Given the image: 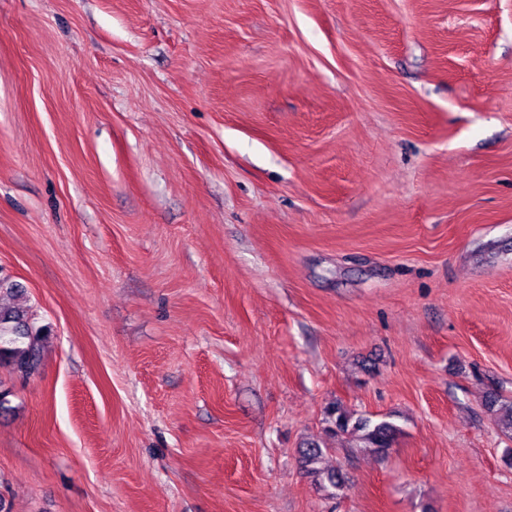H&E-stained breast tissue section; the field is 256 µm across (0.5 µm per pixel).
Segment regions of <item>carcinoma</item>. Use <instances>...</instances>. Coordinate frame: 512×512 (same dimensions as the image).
<instances>
[{
	"mask_svg": "<svg viewBox=\"0 0 512 512\" xmlns=\"http://www.w3.org/2000/svg\"><path fill=\"white\" fill-rule=\"evenodd\" d=\"M44 340L43 329L30 323L27 312L0 305V366L10 367L13 373L22 378L36 374L41 364ZM486 407L505 426L512 428V402H503L498 395L490 394L486 398ZM327 422L335 435H349L357 441L358 448L378 455L387 454L401 433V429L389 421L375 422L369 417L347 411L338 403L328 409ZM322 454L323 449L319 444L307 445L303 450L306 471L331 488H341L342 482L337 472H325L318 467Z\"/></svg>",
	"mask_w": 512,
	"mask_h": 512,
	"instance_id": "cac0c4a2",
	"label": "carcinoma"
}]
</instances>
